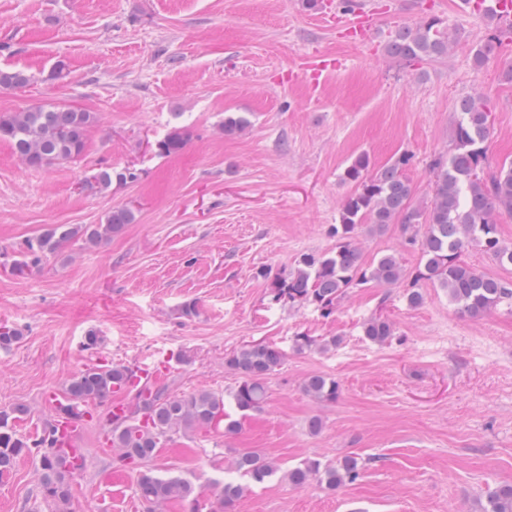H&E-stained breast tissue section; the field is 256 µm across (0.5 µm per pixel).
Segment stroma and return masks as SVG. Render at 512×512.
Here are the masks:
<instances>
[{
    "mask_svg": "<svg viewBox=\"0 0 512 512\" xmlns=\"http://www.w3.org/2000/svg\"><path fill=\"white\" fill-rule=\"evenodd\" d=\"M336 2L311 11L303 0H0V69L32 78L0 91V113L56 103L96 115L71 162L29 168L0 142V323L23 331L0 349V409H31L23 433L91 363L149 367L173 395L227 393L237 377L225 356L265 341L286 357L264 407L236 433L175 437L152 460L156 471L204 486L245 450L284 469L348 455L363 464L333 491L273 476L232 512H483L487 490L512 483V301L471 318L433 285L413 307L404 287L371 283L326 317L273 301L255 276L335 247L330 228L352 190L341 176L359 153L378 167L411 154L413 200L430 201L429 164L453 147L461 98L490 103L487 170L512 161V42L480 67L471 54L496 15L463 0H364L380 20L356 42L337 26ZM431 15L461 35L447 58L409 66L387 55L397 27ZM314 58L330 67L313 84L304 70ZM60 63L66 76L52 79ZM230 114L248 127L224 134ZM175 127L189 132L185 148L158 155ZM106 168L137 178L89 189ZM117 206L136 220L111 239L12 274L26 239L54 224L104 223ZM358 243L368 260L393 252L410 271L421 260L397 224L361 229ZM188 304L196 314H184ZM379 311L395 327L382 346L362 329ZM91 331L103 342L86 351ZM300 334L339 343L299 352ZM314 374L338 382L335 402L306 393ZM75 445L87 467L73 479V512H146L135 472L113 466L99 419L84 421ZM38 471L26 456L0 478V512H48Z\"/></svg>",
    "mask_w": 512,
    "mask_h": 512,
    "instance_id": "1",
    "label": "stroma"
}]
</instances>
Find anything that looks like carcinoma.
<instances>
[{
  "label": "carcinoma",
  "instance_id": "carcinoma-1",
  "mask_svg": "<svg viewBox=\"0 0 512 512\" xmlns=\"http://www.w3.org/2000/svg\"><path fill=\"white\" fill-rule=\"evenodd\" d=\"M506 39L512 40V23L495 28L472 48L475 65H483ZM455 40L442 19L430 16L415 27L398 28L386 44V52L405 64L434 61L447 57ZM29 82L30 77L23 71L0 70V90L23 88ZM94 122V114L81 108L40 105L1 113L0 141L9 143L24 165L42 168L81 156ZM491 132L487 99L470 96L457 102L453 149L430 164L433 196L431 204L424 207L412 205L413 189L403 176L412 160L409 153H400L379 169L368 153H359L342 174V180L354 190L342 203L339 223L330 229L336 246L325 253H304L289 268H261L256 277L265 281L273 300L297 306L312 304L327 315L349 289L368 283L391 286L409 282L406 296L412 306L423 300L420 284L430 283L447 293L458 312L472 318L490 313L505 300L512 301L511 283L479 273L462 259L465 249L476 246L499 262L512 264V247L500 242L496 224L498 216H512V163L485 172ZM186 138L185 131L174 129L156 143L157 153L169 156L180 152ZM114 179L132 180L134 173L114 175L105 169L89 188H108ZM134 221L131 209L117 207L103 224H54L25 242L12 270L23 275L71 242L97 245ZM365 224L379 233L389 224L401 225L408 243L419 246L422 264L408 273L395 253L366 261L356 242L358 229ZM363 335L382 345L394 336V326L379 313L364 324ZM21 339L19 329L0 326V349L7 350ZM284 359L280 348L264 341L243 344L224 358V368L238 375V384L229 393L238 411L246 415L261 410L268 395L266 379ZM304 390L321 402H334L339 395L336 380L319 374L305 380ZM121 391L135 392V404L119 414H105L108 442L114 449L113 464L137 471L136 494L148 505L149 512L170 503L181 504L185 512H202V491L180 476L156 474L149 463L175 434L220 429L226 434L236 432L238 422L226 420L224 394L199 391L171 396L145 381L138 368L126 365H90L67 379L52 399L54 418L45 420L34 435L18 433L21 422L30 415L26 405L1 410L0 477L12 473L21 457L36 456L41 469V499L52 512H70L71 459L81 449L61 438L53 419L77 424L93 416L89 406ZM234 469L258 481L277 472L278 466L255 451H246L239 454ZM361 470L356 457L348 456L337 464L307 459L287 470L284 478L295 486L314 480L335 490L356 481ZM214 486L219 491L210 512H228L247 491V485L234 481H216ZM486 499L485 512H512V484L488 491Z\"/></svg>",
  "mask_w": 512,
  "mask_h": 512
}]
</instances>
